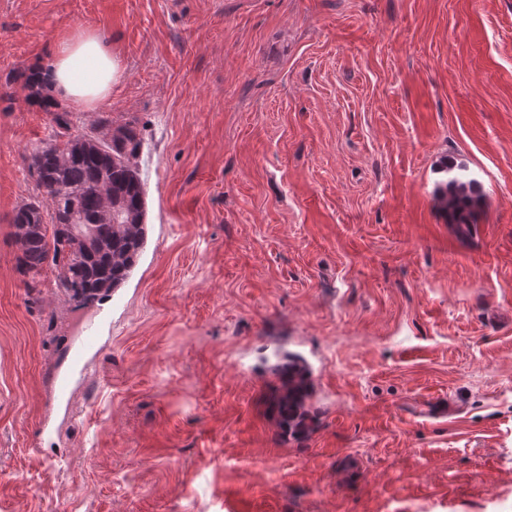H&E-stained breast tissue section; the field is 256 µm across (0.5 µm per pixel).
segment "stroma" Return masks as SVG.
Listing matches in <instances>:
<instances>
[{"instance_id": "obj_1", "label": "stroma", "mask_w": 512, "mask_h": 512, "mask_svg": "<svg viewBox=\"0 0 512 512\" xmlns=\"http://www.w3.org/2000/svg\"><path fill=\"white\" fill-rule=\"evenodd\" d=\"M79 29L123 76L58 109L134 123L147 224L88 305L10 224L55 130L15 76ZM0 512H512V0H0ZM447 180L438 181L435 195L448 212V220L456 224L460 234L474 224V210L481 197L479 181L472 177L465 164L451 162L442 167ZM101 336L94 329L90 330L86 336L79 339L71 348L72 362L76 366L85 365L90 357L97 355L101 349ZM282 380L281 387L275 391L271 398V406L277 414L280 424L287 422L289 412L294 408L296 401L305 396L307 392V384L304 379L295 381L293 376L286 367L279 373Z\"/></svg>"}]
</instances>
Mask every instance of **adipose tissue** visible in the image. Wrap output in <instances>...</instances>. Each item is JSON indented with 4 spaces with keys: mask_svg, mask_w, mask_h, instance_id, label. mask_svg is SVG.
<instances>
[{
    "mask_svg": "<svg viewBox=\"0 0 512 512\" xmlns=\"http://www.w3.org/2000/svg\"><path fill=\"white\" fill-rule=\"evenodd\" d=\"M120 74L111 51L90 32L62 39L42 68L44 82L56 98L86 108L104 102Z\"/></svg>",
    "mask_w": 512,
    "mask_h": 512,
    "instance_id": "adipose-tissue-1",
    "label": "adipose tissue"
}]
</instances>
